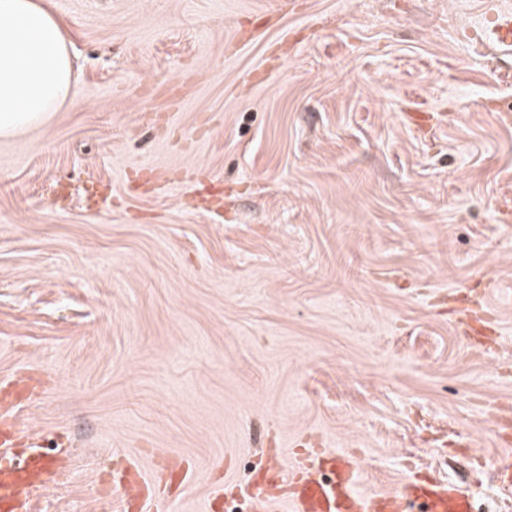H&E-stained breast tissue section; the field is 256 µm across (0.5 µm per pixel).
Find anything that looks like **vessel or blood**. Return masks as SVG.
<instances>
[{
	"label": "vessel or blood",
	"mask_w": 512,
	"mask_h": 512,
	"mask_svg": "<svg viewBox=\"0 0 512 512\" xmlns=\"http://www.w3.org/2000/svg\"><path fill=\"white\" fill-rule=\"evenodd\" d=\"M477 44L503 55H512V10L498 8L494 0H483L482 21L473 34ZM14 425L0 427V512H29L32 492L52 480L42 452L17 455L13 446ZM352 461L334 459L330 475L316 478L304 469L269 472L265 481L288 484L291 492L283 501L286 512H473L469 495L456 487L435 482L406 483L395 490L363 494L352 481Z\"/></svg>",
	"instance_id": "b4317fda"
}]
</instances>
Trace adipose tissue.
I'll return each mask as SVG.
<instances>
[{"label": "adipose tissue", "instance_id": "1", "mask_svg": "<svg viewBox=\"0 0 512 512\" xmlns=\"http://www.w3.org/2000/svg\"><path fill=\"white\" fill-rule=\"evenodd\" d=\"M75 81L53 13L39 0H0V138L43 126Z\"/></svg>", "mask_w": 512, "mask_h": 512}]
</instances>
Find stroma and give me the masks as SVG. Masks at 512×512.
Returning <instances> with one entry per match:
<instances>
[{"mask_svg": "<svg viewBox=\"0 0 512 512\" xmlns=\"http://www.w3.org/2000/svg\"><path fill=\"white\" fill-rule=\"evenodd\" d=\"M479 0H45L77 81L0 140V379L31 512H212L258 460L512 512V58ZM112 203L87 208L91 181Z\"/></svg>", "mask_w": 512, "mask_h": 512, "instance_id": "obj_1", "label": "stroma"}]
</instances>
